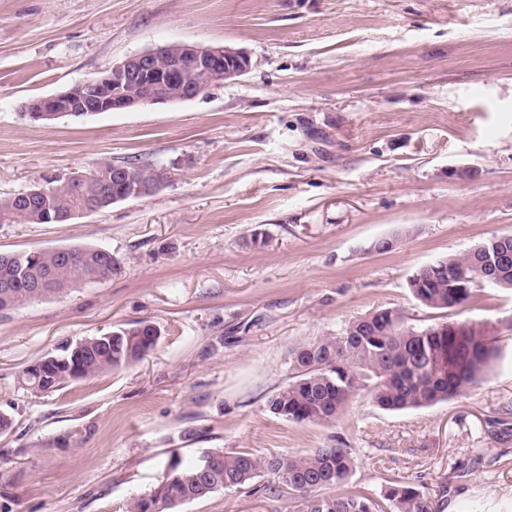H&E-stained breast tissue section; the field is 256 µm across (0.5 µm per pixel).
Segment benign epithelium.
I'll return each instance as SVG.
<instances>
[{"label": "benign epithelium", "mask_w": 512, "mask_h": 512, "mask_svg": "<svg viewBox=\"0 0 512 512\" xmlns=\"http://www.w3.org/2000/svg\"><path fill=\"white\" fill-rule=\"evenodd\" d=\"M251 67L249 56L227 46L164 44L114 63L104 74L67 92L34 99L27 110L44 118L49 112H119L186 101L244 75ZM108 176L130 182L136 196L156 192L167 179L165 172L157 170L155 180L143 184L133 168L101 166L97 178Z\"/></svg>", "instance_id": "benign-epithelium-1"}]
</instances>
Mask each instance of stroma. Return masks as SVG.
Instances as JSON below:
<instances>
[{
	"mask_svg": "<svg viewBox=\"0 0 512 512\" xmlns=\"http://www.w3.org/2000/svg\"><path fill=\"white\" fill-rule=\"evenodd\" d=\"M174 41L228 46L246 74L198 98L31 121L25 104ZM168 174L152 196L68 224L0 223V252L95 246L119 269L0 310V512H125L171 453L261 457L344 442L348 490L395 482L441 512L512 504V291L463 313L496 337L486 379L423 409L356 398L332 426L268 398L297 346L413 298L422 266L512 234V0H0V197L107 161ZM382 237L392 251H370ZM144 319L136 365L51 393L19 372L61 343ZM218 491L180 512H289Z\"/></svg>",
	"mask_w": 512,
	"mask_h": 512,
	"instance_id": "obj_1",
	"label": "stroma"
}]
</instances>
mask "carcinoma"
I'll use <instances>...</instances> for the list:
<instances>
[{
  "mask_svg": "<svg viewBox=\"0 0 512 512\" xmlns=\"http://www.w3.org/2000/svg\"><path fill=\"white\" fill-rule=\"evenodd\" d=\"M129 184L96 179L78 191L67 182L50 188L41 204L15 194L0 198V221L19 224H56L81 206L84 197L101 195L110 200L127 195ZM69 260L58 248L0 252V281L11 288L0 295V310L14 309L69 288L102 280L104 269L115 264L102 249L69 246ZM512 235L492 236L472 250L439 259L421 267L409 280L414 299L437 310H457L475 295L477 282L512 290ZM37 277L47 287H30ZM158 329L146 321L67 344L54 354L23 369L31 379L22 384L35 392L51 393L72 382L132 366L154 349ZM498 354L493 337L469 320H450L424 327L407 324L393 308H378L340 328L334 336L295 348L290 354V380L267 401L273 415L295 422L332 425L357 397L366 395L388 410L418 409L460 395L477 385ZM216 458L211 471L200 475V459L178 457L165 463L157 485L133 496L126 512H176L181 505L219 490H238L266 476V491L288 494L294 512H440L429 495L403 483L380 491V498L354 491L327 494L325 490L348 484L355 459L344 442L314 448L303 455L260 458L250 452H207Z\"/></svg>",
  "mask_w": 512,
  "mask_h": 512,
  "instance_id": "cac0c4a2",
  "label": "carcinoma"
}]
</instances>
